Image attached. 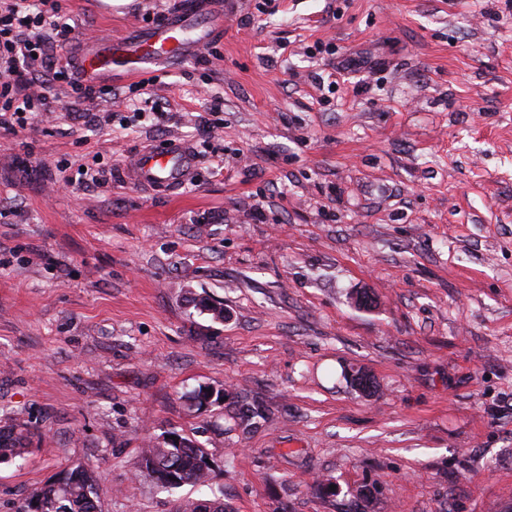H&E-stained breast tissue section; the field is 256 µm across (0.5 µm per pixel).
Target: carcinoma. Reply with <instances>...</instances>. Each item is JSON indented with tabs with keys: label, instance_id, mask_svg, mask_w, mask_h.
Instances as JSON below:
<instances>
[{
	"label": "carcinoma",
	"instance_id": "obj_1",
	"mask_svg": "<svg viewBox=\"0 0 512 512\" xmlns=\"http://www.w3.org/2000/svg\"><path fill=\"white\" fill-rule=\"evenodd\" d=\"M267 417L266 408L248 405L234 414L238 426L248 429L254 419ZM29 429L24 423L0 427V461L8 462L29 453ZM208 453L190 437L180 443L153 441L141 449L138 471L164 488H179L186 483L204 484L210 480L212 469L204 465ZM97 478L87 470L76 467L62 471L59 476L36 488L20 505L17 512H101L98 501ZM177 512H229L220 498L188 499Z\"/></svg>",
	"mask_w": 512,
	"mask_h": 512
}]
</instances>
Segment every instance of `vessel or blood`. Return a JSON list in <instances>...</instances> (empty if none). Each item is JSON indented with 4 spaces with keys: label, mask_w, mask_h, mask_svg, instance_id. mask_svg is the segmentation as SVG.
Returning <instances> with one entry per match:
<instances>
[{
    "label": "vessel or blood",
    "mask_w": 512,
    "mask_h": 512,
    "mask_svg": "<svg viewBox=\"0 0 512 512\" xmlns=\"http://www.w3.org/2000/svg\"><path fill=\"white\" fill-rule=\"evenodd\" d=\"M209 24L206 0H186L173 18L143 36L97 41L82 55L79 73L86 83L94 84L117 66L134 71L147 63L185 58L190 48L207 42ZM193 164L189 152L174 147L163 153H140L132 170L139 182L171 186L178 184Z\"/></svg>",
    "instance_id": "b4317fda"
}]
</instances>
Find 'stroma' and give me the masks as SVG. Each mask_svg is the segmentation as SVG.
<instances>
[{
  "mask_svg": "<svg viewBox=\"0 0 512 512\" xmlns=\"http://www.w3.org/2000/svg\"><path fill=\"white\" fill-rule=\"evenodd\" d=\"M261 3L210 0L185 61L115 69L92 100L56 83L52 121L0 130V426L33 433L0 512L76 466L102 512H512V0ZM182 5L63 0L58 61ZM148 78L164 110L138 117ZM174 142L181 184L129 176ZM202 386L229 397L193 406ZM253 401L269 418L245 433ZM169 432L211 485L136 477Z\"/></svg>",
  "mask_w": 512,
  "mask_h": 512,
  "instance_id": "1",
  "label": "stroma"
}]
</instances>
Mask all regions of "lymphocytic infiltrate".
<instances>
[{
	"label": "lymphocytic infiltrate",
	"mask_w": 512,
	"mask_h": 512,
	"mask_svg": "<svg viewBox=\"0 0 512 512\" xmlns=\"http://www.w3.org/2000/svg\"><path fill=\"white\" fill-rule=\"evenodd\" d=\"M74 31L60 0H0V128L25 126L33 101H47L49 85L69 79L55 49ZM78 98L96 97L93 86L70 81Z\"/></svg>",
	"instance_id": "lymphocytic-infiltrate-1"
}]
</instances>
